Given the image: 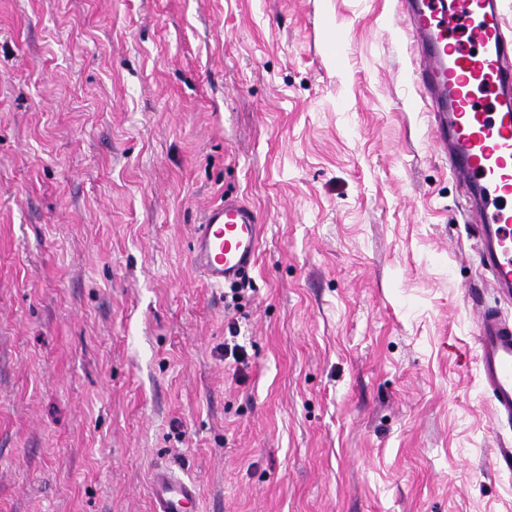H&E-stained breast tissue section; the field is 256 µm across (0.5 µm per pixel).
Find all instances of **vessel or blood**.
Instances as JSON below:
<instances>
[{
  "instance_id": "1",
  "label": "vessel or blood",
  "mask_w": 512,
  "mask_h": 512,
  "mask_svg": "<svg viewBox=\"0 0 512 512\" xmlns=\"http://www.w3.org/2000/svg\"><path fill=\"white\" fill-rule=\"evenodd\" d=\"M404 25L419 44L416 84L432 101L435 144L475 194L471 218L480 266L500 298L512 299V37L499 0H408ZM261 226L237 198L210 206L197 225L191 260L214 287L256 264ZM479 374L497 424H512V318L484 307L477 323ZM194 482L153 474V512H197Z\"/></svg>"
}]
</instances>
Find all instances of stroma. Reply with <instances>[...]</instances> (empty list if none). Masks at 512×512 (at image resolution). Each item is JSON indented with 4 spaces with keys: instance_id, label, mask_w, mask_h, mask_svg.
<instances>
[{
    "instance_id": "1",
    "label": "stroma",
    "mask_w": 512,
    "mask_h": 512,
    "mask_svg": "<svg viewBox=\"0 0 512 512\" xmlns=\"http://www.w3.org/2000/svg\"><path fill=\"white\" fill-rule=\"evenodd\" d=\"M416 67L398 0H0V512H152L162 468L200 512H512ZM227 195L239 311L190 253ZM261 224L235 197L210 206L194 232L191 260L213 287L239 280L256 264Z\"/></svg>"
}]
</instances>
